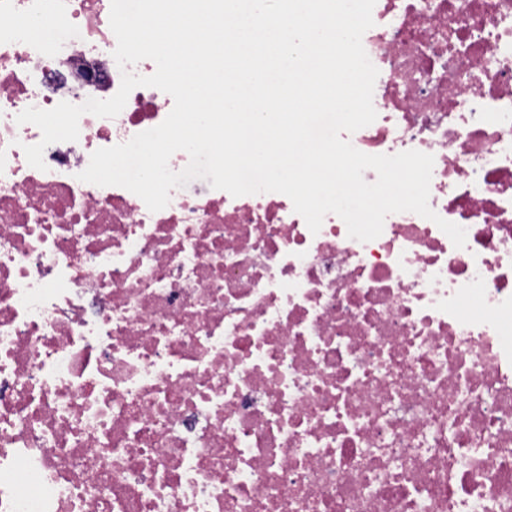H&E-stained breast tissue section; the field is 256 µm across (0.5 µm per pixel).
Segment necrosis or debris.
I'll return each mask as SVG.
<instances>
[{"instance_id":"obj_1","label":"necrosis or debris","mask_w":512,"mask_h":512,"mask_svg":"<svg viewBox=\"0 0 512 512\" xmlns=\"http://www.w3.org/2000/svg\"><path fill=\"white\" fill-rule=\"evenodd\" d=\"M111 0H0V512H512V0H376L359 151L429 205L311 233L291 200L78 180L161 124L135 88L48 145L24 109L119 89ZM479 313H470L471 305Z\"/></svg>"}]
</instances>
